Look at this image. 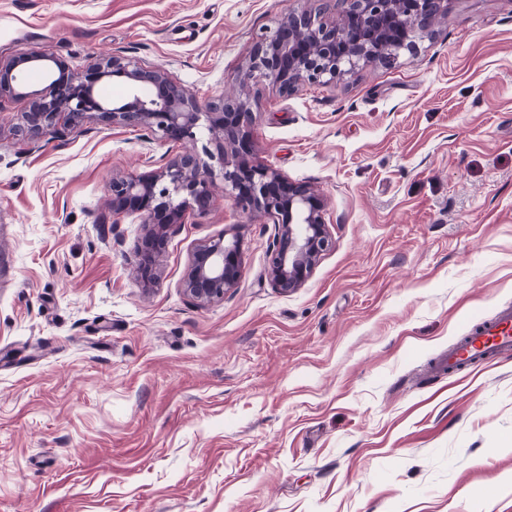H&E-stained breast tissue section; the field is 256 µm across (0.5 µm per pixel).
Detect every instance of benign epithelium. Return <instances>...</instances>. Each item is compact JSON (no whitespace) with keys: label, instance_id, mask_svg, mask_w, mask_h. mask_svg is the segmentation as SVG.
Segmentation results:
<instances>
[{"label":"benign epithelium","instance_id":"7a95c632","mask_svg":"<svg viewBox=\"0 0 512 512\" xmlns=\"http://www.w3.org/2000/svg\"><path fill=\"white\" fill-rule=\"evenodd\" d=\"M316 6L288 15L250 51L245 72L224 91L200 104L194 95L159 67L108 52L79 72L58 78L48 58L26 61L45 70V86L32 93L15 133L38 141L94 118L106 125L150 130L179 151L154 170L112 179V210L143 215L145 235L138 248L136 273L153 279L154 258L188 211L207 213L216 184L200 170L196 146L200 129L208 132L224 165V194L244 211L258 212L278 225L269 279L282 293L301 287L320 257L332 246L324 207L310 186L257 164L251 82L269 79L283 94L306 84L331 83L368 62L393 64L413 54L418 35L432 34L448 14V0H314ZM19 61L0 62V99L16 97L22 76ZM122 78L131 89L125 99L104 102L96 87ZM239 274V245L220 237L199 247L183 279L184 293L204 304L224 298Z\"/></svg>","mask_w":512,"mask_h":512}]
</instances>
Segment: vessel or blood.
Instances as JSON below:
<instances>
[{
    "instance_id": "b4317fda",
    "label": "vessel or blood",
    "mask_w": 512,
    "mask_h": 512,
    "mask_svg": "<svg viewBox=\"0 0 512 512\" xmlns=\"http://www.w3.org/2000/svg\"><path fill=\"white\" fill-rule=\"evenodd\" d=\"M512 353V306L500 308L496 314L462 336L448 352L434 362L437 372L461 370L474 363H492Z\"/></svg>"
}]
</instances>
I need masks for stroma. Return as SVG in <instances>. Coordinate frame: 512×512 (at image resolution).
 <instances>
[{"instance_id":"1","label":"stroma","mask_w":512,"mask_h":512,"mask_svg":"<svg viewBox=\"0 0 512 512\" xmlns=\"http://www.w3.org/2000/svg\"><path fill=\"white\" fill-rule=\"evenodd\" d=\"M306 0H0V59L73 71L112 50L199 101ZM280 94L253 84L255 161L314 187L332 247L272 288L278 227L218 199L155 281L113 177L171 143L87 120L16 136L0 101V512H512V354L436 373L512 305V0H449L437 33ZM238 238L200 304L196 248ZM239 245L224 237L211 240L199 247L183 279L184 293L204 304L223 299L224 292L233 288L239 274Z\"/></svg>"}]
</instances>
